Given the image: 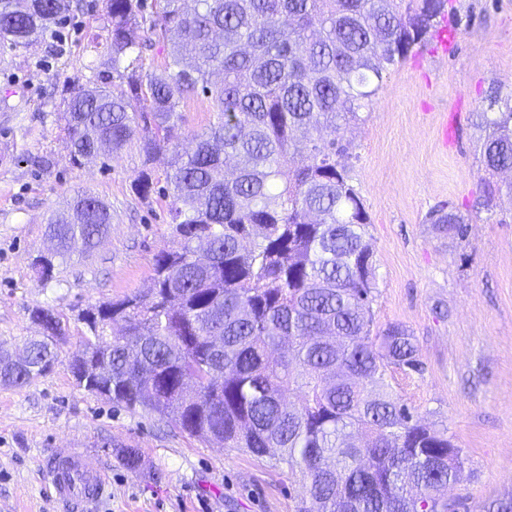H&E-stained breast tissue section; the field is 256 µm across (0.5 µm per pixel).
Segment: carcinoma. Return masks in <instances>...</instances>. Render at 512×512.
<instances>
[{"label":"carcinoma","instance_id":"1","mask_svg":"<svg viewBox=\"0 0 512 512\" xmlns=\"http://www.w3.org/2000/svg\"><path fill=\"white\" fill-rule=\"evenodd\" d=\"M102 0L101 56L119 81L90 69L64 80L63 121L74 165L131 146L170 156L165 185L141 170L135 193L168 201L174 248L154 259L152 289L93 306L69 363L77 386L128 409L257 458L279 453L300 472L298 512H460L444 499L463 450L414 420L385 383L387 368L418 371L412 333L372 332L375 280L369 218L342 159L350 124L383 73L428 44L448 0ZM76 0H0V51L40 39L65 54ZM162 55L143 71V53ZM210 102L208 128L187 134L181 107ZM473 114L481 162L512 172V95L493 88ZM512 199V180L489 181L482 208ZM112 223L93 196L48 225L52 253L40 278L90 251ZM435 229L465 237L453 205ZM31 318L55 332L16 362L0 350V384L22 387L59 362L65 327L50 308ZM121 324L107 341L105 328ZM295 394L299 403L288 402Z\"/></svg>","mask_w":512,"mask_h":512}]
</instances>
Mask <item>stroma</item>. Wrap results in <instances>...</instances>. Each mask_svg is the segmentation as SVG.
Instances as JSON below:
<instances>
[{
    "label": "stroma",
    "mask_w": 512,
    "mask_h": 512,
    "mask_svg": "<svg viewBox=\"0 0 512 512\" xmlns=\"http://www.w3.org/2000/svg\"><path fill=\"white\" fill-rule=\"evenodd\" d=\"M453 5L447 51L426 45L389 71L347 135V164L370 219L373 323L405 325L422 364L389 368V391L462 448L461 478L444 496L487 512L512 496V199H498L491 215L482 208L486 173L471 117L490 86L512 94V0ZM100 14L76 11L62 59L42 42L0 62V91L11 92L0 101V346L22 348L37 306L53 309L67 334L52 372L0 385V512H79L50 481L70 448L107 476L112 492L96 512H297L299 472L108 402L77 387L68 369L87 331L81 310L147 290L156 254L176 243L167 201L132 188L144 166L137 149L69 162L61 78L99 64L89 44L104 37ZM37 157L48 166H34ZM82 193L109 207V232L43 280L32 263L49 245L48 222ZM447 203L469 217L464 239L429 222ZM126 448L138 450V468L125 463Z\"/></svg>",
    "instance_id": "stroma-1"
}]
</instances>
